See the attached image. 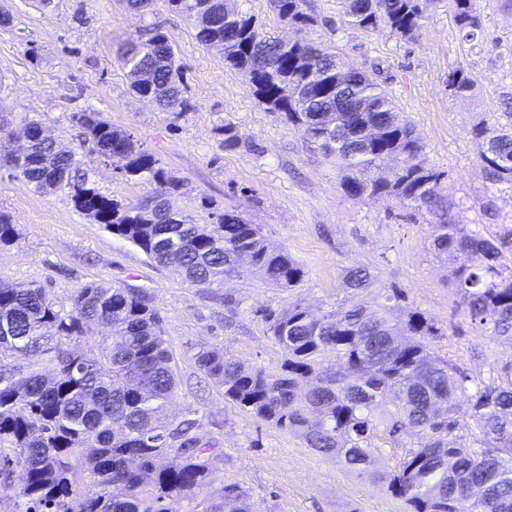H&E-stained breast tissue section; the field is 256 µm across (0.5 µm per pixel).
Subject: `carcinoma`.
Instances as JSON below:
<instances>
[{"label":"carcinoma","instance_id":"obj_1","mask_svg":"<svg viewBox=\"0 0 512 512\" xmlns=\"http://www.w3.org/2000/svg\"><path fill=\"white\" fill-rule=\"evenodd\" d=\"M194 21L196 40L214 48L224 65L252 74L254 96L270 112L285 116L346 172L343 186L356 197L392 196L407 208L442 207L441 173L419 157L410 125L364 71L351 68L336 82V56L327 50L276 37L240 10L233 0H168ZM452 16L467 39L481 32L474 0H449ZM429 0H344L349 23L360 29L384 24L403 39L420 26ZM152 0H125L130 17L143 20ZM304 0H274L283 21L310 17ZM128 70L149 73L133 92L150 105L181 116L189 111L181 66L165 33L122 54ZM448 86L464 97L472 80L464 68L449 74ZM33 131L28 152L0 154V171L36 193L65 192L74 207L113 234L141 249L159 265H173L184 280L210 288L231 276L246 253L272 284L296 287L303 267L284 250L268 246L259 229L235 212L217 215L209 234L194 219L157 203L151 211L124 206L89 180L81 155L25 114ZM71 122L97 158L129 180L156 185V197L181 193L183 184L166 174L160 160L135 137L112 126L100 112H74ZM475 125L478 159L490 182L512 185V134L491 138ZM388 155L401 160L389 177L365 179ZM434 239L445 253H464L477 263L457 271L461 306L496 335H512V270L504 273L503 249L512 230L491 240L461 224H442ZM346 286L363 288L366 270L353 268ZM389 306L341 307L320 316L295 303L270 329L286 351L277 375L246 368L218 349L195 355L201 371L224 389V399L256 417L301 432L307 447L334 454L360 475L374 451L379 426L389 435L417 437L397 468L377 476L411 512H512V365L496 385L470 396L486 447L458 444L465 429L454 399L468 377L431 354L435 328L419 312L394 323ZM110 333L87 353L71 348L93 325ZM334 354L345 370L328 365ZM49 356L43 371L31 359ZM179 380L162 336L160 316L138 289L90 282L58 307L37 285L0 287V483L16 469L26 473L17 496L23 512H172L170 502L207 484L210 448L195 422L173 427L165 417ZM394 395L395 410L373 408ZM192 512H253L247 493L227 484Z\"/></svg>","mask_w":512,"mask_h":512}]
</instances>
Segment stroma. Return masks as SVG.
I'll list each match as a JSON object with an SVG mask.
<instances>
[{"mask_svg":"<svg viewBox=\"0 0 512 512\" xmlns=\"http://www.w3.org/2000/svg\"><path fill=\"white\" fill-rule=\"evenodd\" d=\"M237 4L265 29L328 47L344 66L374 77L413 124L422 159L441 172L439 192L451 210H415L389 197L347 193L335 164L300 129L258 104L248 76L199 45L193 21L169 10L166 0H157L141 22L129 18L122 0H52L45 11L36 0H0L12 16L10 28L0 27V110L40 118L74 149L82 135L72 113H102L183 183L182 193L171 198L174 209L204 226L213 224L216 213L236 212L306 272L288 290L245 260L223 288H194L174 268L155 264L77 211L65 193L37 194L0 175V214L18 232L15 242L0 246V284L38 283L64 307L90 282L148 294L179 379L167 421L196 420L213 463L208 486L173 501V512H191L197 500L227 484L242 487L255 512H410L384 483L357 475L335 456L308 448L300 434L226 401L195 354L220 349L274 375L285 352L270 332L269 314H285L297 302L316 314L349 303L372 306L397 288L403 297L393 319L423 313L436 329L432 352L472 382H492L503 365L512 364V340L490 335L459 305L454 272L467 256L434 247L439 225L448 222L491 239L512 229V187L485 178L470 135L477 122L494 129L505 120L503 101L512 97V0H476L482 33L471 40L456 26L448 0H433L410 40L384 27H353L343 0H307L311 20L297 24L281 20L272 0ZM149 25L166 33L181 66L191 108L178 118L140 100L118 60L119 48ZM459 67L473 80L465 97L448 86L449 72ZM227 124L241 139L237 148L224 146L220 128ZM84 160L90 179L123 203L139 204L155 192L153 183L126 181L92 153ZM353 267L368 271L370 287L346 288L344 276Z\"/></svg>","mask_w":512,"mask_h":512,"instance_id":"obj_1","label":"stroma"}]
</instances>
